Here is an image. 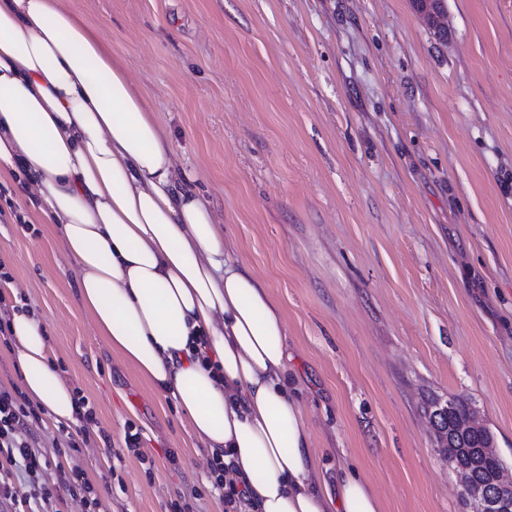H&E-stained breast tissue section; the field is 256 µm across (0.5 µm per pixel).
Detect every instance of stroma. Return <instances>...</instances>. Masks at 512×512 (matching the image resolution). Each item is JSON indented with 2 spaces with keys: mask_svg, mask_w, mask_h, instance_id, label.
Listing matches in <instances>:
<instances>
[{
  "mask_svg": "<svg viewBox=\"0 0 512 512\" xmlns=\"http://www.w3.org/2000/svg\"><path fill=\"white\" fill-rule=\"evenodd\" d=\"M123 58L235 255L269 287L327 480L383 512H465L427 403L461 397L512 469V0H61ZM0 266L96 422L53 467L99 512H224L175 403L97 336L54 225L0 177ZM141 431L138 451L125 445ZM62 488L71 499L79 500L83 506V512H97L99 502L96 497H92V488L80 473L74 474L69 484L64 483Z\"/></svg>",
  "mask_w": 512,
  "mask_h": 512,
  "instance_id": "35a3bbf8",
  "label": "stroma"
}]
</instances>
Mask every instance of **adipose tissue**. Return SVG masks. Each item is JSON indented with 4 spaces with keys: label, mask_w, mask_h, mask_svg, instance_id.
<instances>
[{
    "label": "adipose tissue",
    "mask_w": 512,
    "mask_h": 512,
    "mask_svg": "<svg viewBox=\"0 0 512 512\" xmlns=\"http://www.w3.org/2000/svg\"><path fill=\"white\" fill-rule=\"evenodd\" d=\"M12 172L56 226L97 336L175 401L255 512H382L348 461L335 487L322 479L279 305L184 186L124 61L58 0H0V176ZM10 332L25 394L75 422L40 320L15 311Z\"/></svg>",
    "instance_id": "ef3b65f1"
}]
</instances>
